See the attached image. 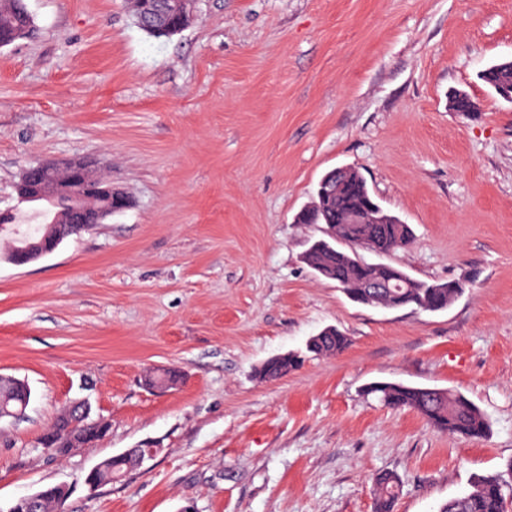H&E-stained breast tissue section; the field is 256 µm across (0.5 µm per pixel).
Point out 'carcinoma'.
<instances>
[{"mask_svg":"<svg viewBox=\"0 0 512 512\" xmlns=\"http://www.w3.org/2000/svg\"><path fill=\"white\" fill-rule=\"evenodd\" d=\"M157 8L158 29H178L189 23L183 8L176 0H130L134 14H142L147 8ZM34 19L26 0H0V47L12 44L33 31ZM482 80L495 91L512 89V68L495 63L481 74ZM84 181L76 184L83 191L87 188L112 187V180L94 175L91 166L83 161ZM358 212L364 214L360 221L352 220ZM387 211L373 196L369 188L357 186V176L350 172L340 177L336 191L331 195L320 192L305 207L300 224L325 225V237L315 241L305 252L304 262L320 277L333 281L348 298L360 305L401 309L415 307L428 312H440L458 298L463 289L458 281L427 283L411 277L407 272L391 265L369 264L359 261L349 251L337 247L341 241L365 248L377 254H391L408 247L413 232L408 224L386 218ZM44 232L41 225L31 231L12 235L11 248L21 247L38 240ZM408 282L389 292L372 291L365 284L379 279L384 273ZM349 347V340L336 327L325 334L311 337L306 345L316 355H339ZM300 357L290 354L267 360L259 369L264 380L278 379L296 369ZM181 380L176 370L149 373L145 383L161 389L171 388ZM388 406L407 408L420 414L437 431L467 439H481L489 432V423L483 412L467 397L447 389L409 386L403 383L378 381L367 387ZM28 397L24 383L7 380L0 383V413L9 417L20 412ZM45 436L58 449V456H68L70 448H84L92 444L88 430L76 424V413L62 410L48 427ZM399 480L391 475L376 478L374 512H394L398 499ZM512 482L501 473L476 478L472 490L461 497L443 503L439 512H509L512 504Z\"/></svg>","mask_w":512,"mask_h":512,"instance_id":"cac0c4a2","label":"carcinoma"}]
</instances>
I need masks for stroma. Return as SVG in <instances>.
Wrapping results in <instances>:
<instances>
[{
  "label": "stroma",
  "instance_id": "35a3bbf8",
  "mask_svg": "<svg viewBox=\"0 0 512 512\" xmlns=\"http://www.w3.org/2000/svg\"><path fill=\"white\" fill-rule=\"evenodd\" d=\"M0 48V211L31 165L84 160L129 204L24 266L0 239V374L27 384L0 420V506L69 487L62 512H438L512 463V103L480 73L512 57V0H194L154 38L128 0H26ZM465 91L476 114L450 110ZM350 166L409 224L371 263L462 280L447 310L351 302L303 261L295 214ZM338 327L337 356L306 352ZM303 364L265 381L269 358ZM178 370L156 391L149 371ZM463 393L488 435L435 431L365 391ZM88 400L111 428L65 458L40 436ZM159 454L89 491L129 448ZM399 480L391 475L376 478L374 512H394L398 499Z\"/></svg>",
  "mask_w": 512,
  "mask_h": 512
}]
</instances>
